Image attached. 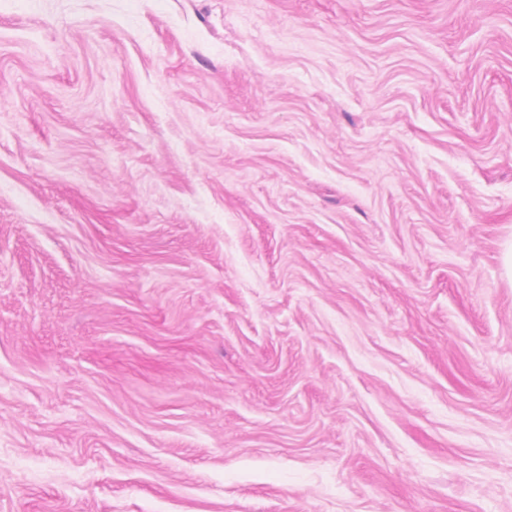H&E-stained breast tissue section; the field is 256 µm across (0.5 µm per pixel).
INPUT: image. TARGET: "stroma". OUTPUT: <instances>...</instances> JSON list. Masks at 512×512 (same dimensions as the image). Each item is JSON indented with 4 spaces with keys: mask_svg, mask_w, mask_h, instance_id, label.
Returning <instances> with one entry per match:
<instances>
[{
    "mask_svg": "<svg viewBox=\"0 0 512 512\" xmlns=\"http://www.w3.org/2000/svg\"><path fill=\"white\" fill-rule=\"evenodd\" d=\"M512 0H0V512H512Z\"/></svg>",
    "mask_w": 512,
    "mask_h": 512,
    "instance_id": "obj_1",
    "label": "stroma"
}]
</instances>
